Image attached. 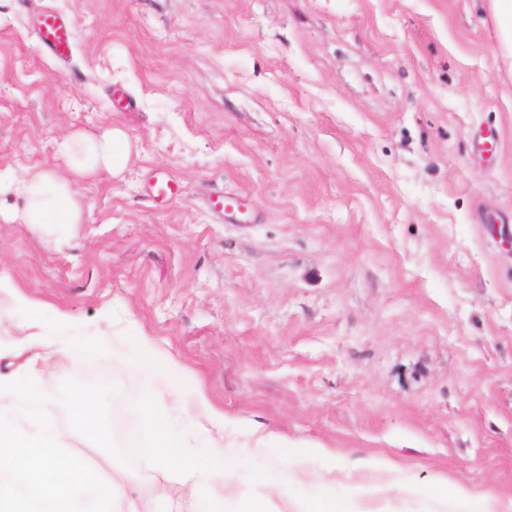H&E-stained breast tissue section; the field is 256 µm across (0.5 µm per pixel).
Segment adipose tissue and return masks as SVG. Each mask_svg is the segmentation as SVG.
Here are the masks:
<instances>
[{"label": "adipose tissue", "instance_id": "obj_1", "mask_svg": "<svg viewBox=\"0 0 512 512\" xmlns=\"http://www.w3.org/2000/svg\"><path fill=\"white\" fill-rule=\"evenodd\" d=\"M73 171L84 174L97 169L116 172L125 165L129 143L118 132H109L95 140L75 142L68 139L59 146ZM10 193L19 197L23 205L12 213L11 218L21 224L48 227L52 224H77L81 221L79 207L71 197L65 181L44 170H30L16 178L0 173V194ZM23 308L32 315L31 333L28 344L54 349L55 352L76 356L78 345L69 337L55 335V329H48L40 320V302L21 292L8 278L0 275V316ZM137 362L142 370L155 382V387L143 394L140 409L144 420L154 433L151 458L157 469L164 475L171 491L212 483L220 490L229 486L230 470L224 466L201 467L177 457L176 441L172 438L167 422L168 402H182V369L171 358L160 359L150 337H142ZM436 499L444 512H470L473 503H480L482 512H512V498L503 499L490 490L474 485L448 481L447 477L435 479ZM378 484L354 482L350 485V496L344 502L326 496L314 503H295L290 512H362L367 497L381 492Z\"/></svg>", "mask_w": 512, "mask_h": 512}]
</instances>
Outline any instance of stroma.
<instances>
[{
	"label": "stroma",
	"instance_id": "1",
	"mask_svg": "<svg viewBox=\"0 0 512 512\" xmlns=\"http://www.w3.org/2000/svg\"><path fill=\"white\" fill-rule=\"evenodd\" d=\"M49 8L75 22L68 60L36 37ZM110 130L130 146L120 172L77 175L57 150ZM157 168L182 186L164 208L145 189ZM31 169L68 182L83 220L48 235L8 221L21 201L1 194L0 272L45 322L78 318L83 351L21 346L18 311L1 375L35 358L56 386L117 385L129 449L144 333L230 430L337 453L324 481L287 485L288 457L215 451L192 407L170 413L184 456L235 466V497L261 473L270 494L342 500L343 464L385 455L419 491L369 512H436L437 473L512 498V60L491 0H0V172ZM218 191L251 217L212 212ZM105 313L101 343L84 327ZM118 495L175 512L140 457Z\"/></svg>",
	"mask_w": 512,
	"mask_h": 512
}]
</instances>
